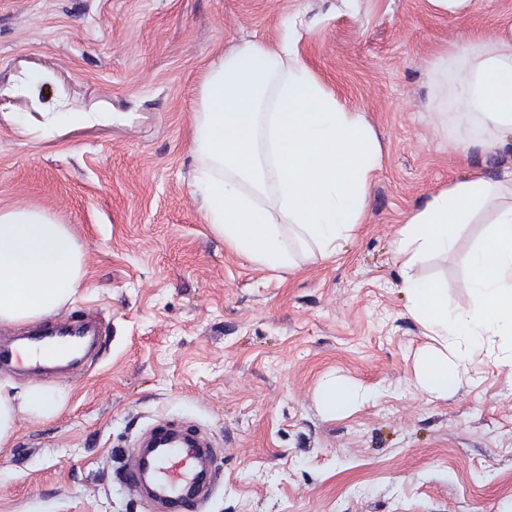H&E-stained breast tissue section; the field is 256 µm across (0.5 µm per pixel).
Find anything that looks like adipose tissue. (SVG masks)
<instances>
[{
    "label": "adipose tissue",
    "mask_w": 512,
    "mask_h": 512,
    "mask_svg": "<svg viewBox=\"0 0 512 512\" xmlns=\"http://www.w3.org/2000/svg\"><path fill=\"white\" fill-rule=\"evenodd\" d=\"M300 31L286 45L247 40L218 50L202 76L193 139L207 162L198 188L213 231L250 262L292 266L288 237L335 255L366 219L367 195L382 161L365 115L339 103L300 59ZM464 66L463 81L448 73ZM433 70L448 83L442 105L453 116L451 150L493 151L512 143V25L437 54ZM512 169L492 181L474 174L432 194L399 232L398 260L412 267L427 252L455 246V228L478 210L494 221L466 264L468 302L449 305L439 283L406 277L412 314L434 336L417 382L446 396L465 371L457 340L480 350L489 338L512 349ZM79 247L66 225L37 207L0 208V321L51 315L79 288ZM47 414L48 396L0 384V445L13 434L18 409Z\"/></svg>",
    "instance_id": "adipose-tissue-1"
}]
</instances>
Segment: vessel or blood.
I'll list each match as a JSON object with an SVG mask.
<instances>
[{"mask_svg":"<svg viewBox=\"0 0 512 512\" xmlns=\"http://www.w3.org/2000/svg\"><path fill=\"white\" fill-rule=\"evenodd\" d=\"M68 336L42 334L28 337L31 359L40 361L74 352L85 338L81 324ZM217 453L197 431L175 423L150 429L145 444L124 460L123 478L141 490L162 512H198L214 484Z\"/></svg>","mask_w":512,"mask_h":512,"instance_id":"1","label":"vessel or blood"}]
</instances>
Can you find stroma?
<instances>
[{
	"mask_svg": "<svg viewBox=\"0 0 512 512\" xmlns=\"http://www.w3.org/2000/svg\"><path fill=\"white\" fill-rule=\"evenodd\" d=\"M302 19L301 59L383 149L366 221L328 259L271 269L205 220L190 129L216 49L277 45ZM512 22V0L448 16L428 0H0V208L67 225L84 275L55 314L0 322V340L92 314L106 338L77 374L0 366L46 392L0 446V512H156L118 459L160 421L217 451L203 512H501L512 502V353L488 340L447 396L416 381L432 345L409 312L398 231L439 188L497 178L512 146L448 149L432 62ZM493 219L413 276L471 296L468 253ZM362 397L327 411L322 384Z\"/></svg>",
	"mask_w": 512,
	"mask_h": 512,
	"instance_id": "1",
	"label": "stroma"
}]
</instances>
